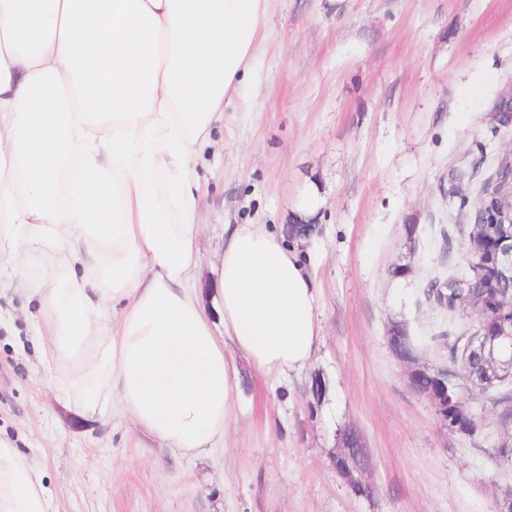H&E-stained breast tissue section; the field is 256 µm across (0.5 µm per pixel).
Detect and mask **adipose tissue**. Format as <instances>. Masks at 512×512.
Returning <instances> with one entry per match:
<instances>
[{
	"instance_id": "ef3b65f1",
	"label": "adipose tissue",
	"mask_w": 512,
	"mask_h": 512,
	"mask_svg": "<svg viewBox=\"0 0 512 512\" xmlns=\"http://www.w3.org/2000/svg\"><path fill=\"white\" fill-rule=\"evenodd\" d=\"M269 0H0V262L41 269L32 322L72 411L120 407L173 452L236 416L233 355L278 377L319 341L313 279L261 224L224 229L194 295L197 151L255 71ZM0 437V512H49Z\"/></svg>"
}]
</instances>
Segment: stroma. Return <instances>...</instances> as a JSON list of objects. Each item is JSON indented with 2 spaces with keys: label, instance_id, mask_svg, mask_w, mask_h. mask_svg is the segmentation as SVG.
<instances>
[{
  "label": "stroma",
  "instance_id": "35a3bbf8",
  "mask_svg": "<svg viewBox=\"0 0 512 512\" xmlns=\"http://www.w3.org/2000/svg\"><path fill=\"white\" fill-rule=\"evenodd\" d=\"M512 85V0H270L256 71L195 166V288L212 309L228 224L282 232L317 204L299 254L318 288L320 341L277 381L237 360L235 421L182 457L113 412L86 421L57 401L26 318L35 303L0 269V434L22 448L53 512H497L512 438L490 393L464 388L477 430L448 431L388 343L407 329L427 368L478 334L475 311L427 295L465 272L472 206L512 152L490 122ZM322 379L321 399L311 392ZM354 428L359 495L332 457Z\"/></svg>",
  "mask_w": 512,
  "mask_h": 512
}]
</instances>
